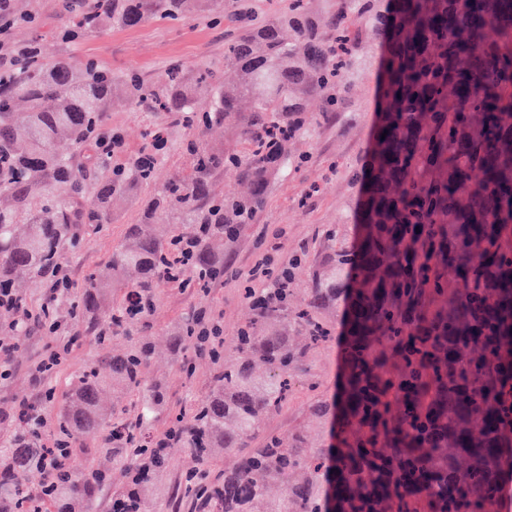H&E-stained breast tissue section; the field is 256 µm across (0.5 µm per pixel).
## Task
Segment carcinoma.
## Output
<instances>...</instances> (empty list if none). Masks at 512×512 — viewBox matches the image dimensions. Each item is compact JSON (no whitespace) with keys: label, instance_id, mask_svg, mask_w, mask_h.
I'll list each match as a JSON object with an SVG mask.
<instances>
[{"label":"carcinoma","instance_id":"cac0c4a2","mask_svg":"<svg viewBox=\"0 0 512 512\" xmlns=\"http://www.w3.org/2000/svg\"><path fill=\"white\" fill-rule=\"evenodd\" d=\"M313 2L288 0L261 18L247 0H64L70 23L52 38L67 44L110 26L224 19V62L174 60L150 83L14 42L36 15L0 0V289L24 301L22 289L50 287L85 227L112 223V204L140 211L67 310L53 298L41 308L53 323L68 316L97 359L55 414L58 462L42 493L24 476L46 469L43 434L19 426L0 437V474L11 476L0 480V512H93L104 488L119 512H163L174 451L195 464L181 490L196 512H493L512 466V0H336L322 12ZM365 31L382 51L373 140L355 174L356 243L331 244L297 308L289 287L260 308L244 289L253 317L234 336L235 356L212 343L208 392L188 410L170 405L167 378L147 376L154 347L142 335L162 285L203 291L224 277V243L263 209L292 140L347 105ZM226 66L238 75L231 86ZM117 94L165 115L136 152L106 123ZM313 97L323 110L308 116ZM201 98L212 100L203 112ZM179 131L184 173L142 195ZM220 174L246 190L216 194ZM339 298L344 383L313 406L336 412V447L316 452L303 434L289 448L274 434L245 447L280 412L298 361L332 340L323 312ZM118 335L126 344L112 353ZM205 344L189 319L171 328L177 356ZM112 388L107 414L101 395ZM161 412L168 426L156 435ZM89 433L101 435L107 462L77 453ZM219 448L238 459L214 473ZM271 482L283 485L274 499Z\"/></svg>","mask_w":512,"mask_h":512}]
</instances>
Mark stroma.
<instances>
[{"mask_svg": "<svg viewBox=\"0 0 512 512\" xmlns=\"http://www.w3.org/2000/svg\"><path fill=\"white\" fill-rule=\"evenodd\" d=\"M43 47L49 56L67 52L79 61L92 57L110 66L113 72L134 70L155 81L170 60L193 66L223 58L224 28L211 17L199 15L179 23L115 26L68 46L48 38ZM379 50L378 38H365L362 56L369 69L356 81L349 107L314 125L297 140L296 165L289 167L287 176L271 182L265 208L253 223L241 226L233 242L225 244L224 263L231 269V276L213 282L203 297L189 290L163 286L161 305L147 330L155 346L148 373L167 376L171 403L204 396L212 375L209 359L200 356L193 358L191 374H184L181 357L169 347L174 321L197 306H207L224 329V354L232 356L236 331L250 315L242 297V273L257 255L273 250L275 267L290 268V303L298 306L308 299L310 272L326 255L331 241L354 242L360 187L353 183L352 175L363 166L370 145L377 98L372 67ZM107 117L124 131L126 143L132 149L144 143L145 132L161 119L160 114L119 105ZM137 220L136 206L126 203L120 207L117 220L96 226L86 235L80 251L64 254L63 261L71 267L76 287H85L88 273L107 262L113 248L123 241L128 225ZM330 229L335 230V238L327 237ZM10 342L15 350L9 365L11 376L0 382V432L11 429L10 416L22 401L41 408L46 418H53V410L45 404L46 390L54 389L56 400H64L74 377L91 366L96 355L90 341H74L63 363L36 381L30 377L29 369L54 348L55 336L33 320L27 332L11 337ZM342 380L339 343L308 352L282 412L267 421L266 431L288 446L301 433L314 448H332L336 443L334 416L316 417L311 408L315 400L332 399Z\"/></svg>", "mask_w": 512, "mask_h": 512, "instance_id": "35a3bbf8", "label": "stroma"}]
</instances>
